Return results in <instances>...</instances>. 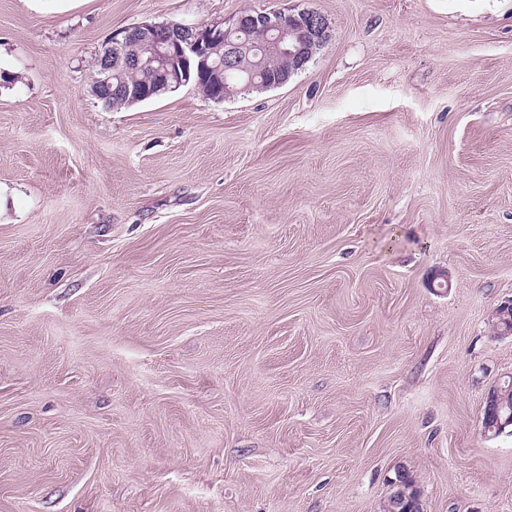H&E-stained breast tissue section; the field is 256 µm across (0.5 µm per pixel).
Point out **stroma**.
<instances>
[{
    "label": "stroma",
    "instance_id": "1",
    "mask_svg": "<svg viewBox=\"0 0 512 512\" xmlns=\"http://www.w3.org/2000/svg\"><path fill=\"white\" fill-rule=\"evenodd\" d=\"M308 8L284 85L91 95L113 30ZM512 0H0V512H512ZM503 390L501 391V396L492 402L491 404H484V410L482 415V426L485 428H489L494 426L497 416H499L503 421L498 418L497 420V429L498 431H504L507 427H512V381L508 384H502ZM511 388V391H509Z\"/></svg>",
    "mask_w": 512,
    "mask_h": 512
}]
</instances>
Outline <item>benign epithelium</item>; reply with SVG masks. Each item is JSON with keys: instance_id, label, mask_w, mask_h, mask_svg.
<instances>
[{"instance_id": "1", "label": "benign epithelium", "mask_w": 512, "mask_h": 512, "mask_svg": "<svg viewBox=\"0 0 512 512\" xmlns=\"http://www.w3.org/2000/svg\"><path fill=\"white\" fill-rule=\"evenodd\" d=\"M254 30L264 32L263 41L248 42L244 36ZM330 37L329 23L320 13L311 9L296 12L261 10L240 12L229 19L207 24L140 22L112 32V37L101 50L103 65L91 78L90 91L97 98L112 95V80L123 83L125 67H148L156 79L149 91L134 89L126 92L129 104L149 99L162 92L187 85L191 78V62H197V73L213 80L224 81V74L240 69L243 47L258 57L259 68L247 72V82L265 87H277L288 81V76L304 68L324 47ZM139 42L148 56L127 55V48ZM224 48V57L212 58L218 48ZM272 56L287 58L288 75L277 74L267 68Z\"/></svg>"}]
</instances>
